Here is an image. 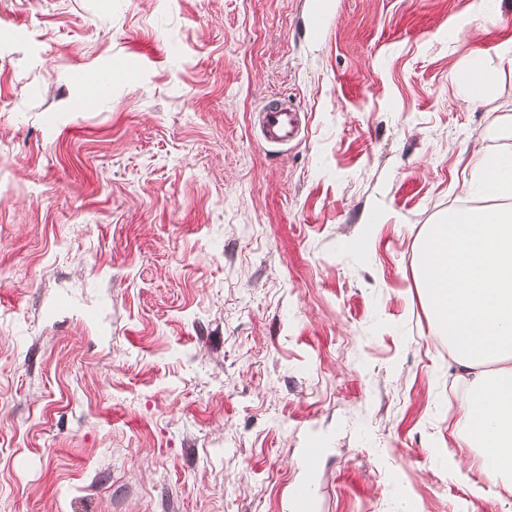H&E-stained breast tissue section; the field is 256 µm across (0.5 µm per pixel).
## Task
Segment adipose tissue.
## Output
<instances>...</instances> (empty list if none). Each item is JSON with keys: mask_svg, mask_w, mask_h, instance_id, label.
Masks as SVG:
<instances>
[{"mask_svg": "<svg viewBox=\"0 0 512 512\" xmlns=\"http://www.w3.org/2000/svg\"><path fill=\"white\" fill-rule=\"evenodd\" d=\"M474 188L489 206L454 208L430 225L418 275L466 384L461 443L482 447L495 483L512 478V156L484 155Z\"/></svg>", "mask_w": 512, "mask_h": 512, "instance_id": "adipose-tissue-1", "label": "adipose tissue"}]
</instances>
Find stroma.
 I'll list each match as a JSON object with an SVG mask.
<instances>
[{"mask_svg":"<svg viewBox=\"0 0 512 512\" xmlns=\"http://www.w3.org/2000/svg\"><path fill=\"white\" fill-rule=\"evenodd\" d=\"M324 11L0 0V512H512L417 281L512 152V0ZM457 81L473 100L480 99L490 87L487 72L461 71L457 76ZM259 127L266 142L288 143L300 134L301 120L288 102H279L261 110Z\"/></svg>","mask_w":512,"mask_h":512,"instance_id":"obj_1","label":"stroma"}]
</instances>
